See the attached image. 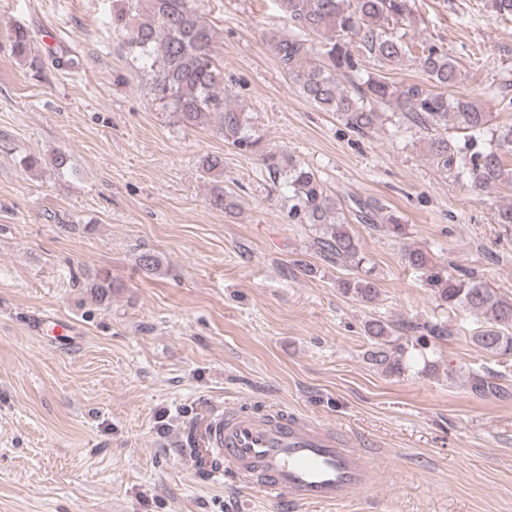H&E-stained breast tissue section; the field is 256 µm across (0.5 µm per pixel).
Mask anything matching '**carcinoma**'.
<instances>
[{
  "instance_id": "carcinoma-1",
  "label": "carcinoma",
  "mask_w": 512,
  "mask_h": 512,
  "mask_svg": "<svg viewBox=\"0 0 512 512\" xmlns=\"http://www.w3.org/2000/svg\"><path fill=\"white\" fill-rule=\"evenodd\" d=\"M288 14V32L275 35L268 49L281 70L293 79L300 93L326 112H334L352 130L364 133L390 111L398 124L423 132L456 129L462 137L435 134L427 148L448 171L466 175L471 190L479 195L500 187H512V123L494 125L491 113L476 101L454 97L461 73L447 51L435 43H411L404 30L412 26L410 0H280ZM112 30L149 77L151 93L185 126H199L216 119L224 142L242 152H256L259 140L247 133L246 113L226 104L224 74L216 64L211 26L197 14L192 0H119L112 8ZM322 38L319 48L310 36ZM14 51L30 50L26 30L9 33ZM410 57L429 82L394 83L382 75H369L348 87L336 80L338 73L358 71L369 59L391 70ZM262 163L275 178L291 188L288 215L306 224L326 226L319 241L324 257L358 258V242L349 232L346 217L335 213L316 173L282 151L262 153ZM201 171L215 179L224 172V157L205 155ZM356 217L373 227L381 222L394 235L403 224L392 212L357 203ZM404 260L416 268H429L430 255L417 248L404 250ZM443 302L483 316L486 325L473 337L477 347L491 355H512V298L498 295L484 281L472 276L437 281ZM87 287L103 301L112 293V277L96 273ZM343 293L370 303L378 295L374 282L349 280L340 284ZM374 342L371 363L387 374L403 371L407 347L391 344V328L374 319L366 325Z\"/></svg>"
}]
</instances>
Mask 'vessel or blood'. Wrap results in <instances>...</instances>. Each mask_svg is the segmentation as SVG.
Returning a JSON list of instances; mask_svg holds the SVG:
<instances>
[{
	"label": "vessel or blood",
	"instance_id": "1",
	"mask_svg": "<svg viewBox=\"0 0 512 512\" xmlns=\"http://www.w3.org/2000/svg\"><path fill=\"white\" fill-rule=\"evenodd\" d=\"M192 461L217 458L209 478L254 486L290 512L309 504L341 505L371 488L374 445L362 444L329 425L275 409L257 417L213 403L196 424Z\"/></svg>",
	"mask_w": 512,
	"mask_h": 512
}]
</instances>
